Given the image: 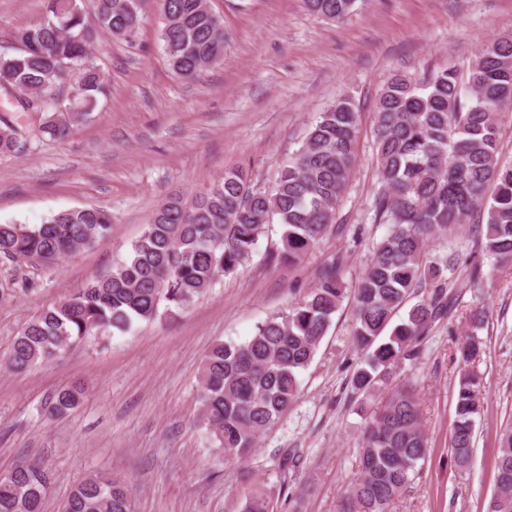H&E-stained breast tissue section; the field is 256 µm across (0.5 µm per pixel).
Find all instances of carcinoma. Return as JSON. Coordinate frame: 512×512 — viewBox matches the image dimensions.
<instances>
[{"label": "carcinoma", "instance_id": "1", "mask_svg": "<svg viewBox=\"0 0 512 512\" xmlns=\"http://www.w3.org/2000/svg\"><path fill=\"white\" fill-rule=\"evenodd\" d=\"M159 38L171 69L193 80L224 62V25L208 0H156ZM331 20H344L356 0H307ZM147 0H45L35 24L15 33L20 48L0 52V79L40 115V131L69 133L68 121L93 112L104 93L93 46L98 32L132 41ZM93 13L97 29L86 23ZM512 34L486 42L467 76L454 64L418 80L392 76L376 102L375 160L381 184L375 221L389 226L353 289L351 344L361 353L352 374L355 393L385 386L391 393L366 418L359 468L339 512H391L419 475L428 455L423 412L414 385L397 375L423 351L433 329L451 319L460 296L448 272L467 265L450 251L429 258V242L468 227L473 245L512 265V165L500 163V129L512 114ZM360 113L341 97L312 124L299 150L281 166L275 185L259 190L240 167L224 171L189 204L164 202L128 257L76 292L43 309L16 336L8 367L21 370L54 357L92 331H127L136 321L188 307L220 276L246 264L275 225L280 246L268 263L295 262L336 223V206L354 172ZM19 147L16 128L0 125V156ZM112 234V214L100 207L53 214L38 225L0 224V257L50 268ZM420 299L398 323L411 295ZM341 262L325 264L304 297L256 327L243 343H213L202 361L198 419L224 453L246 459L259 436L299 398L301 375L311 364L332 317L345 298ZM483 341L469 336L455 354L460 374L448 451L463 471L474 450L476 419L483 412L481 378L472 364ZM83 390L49 397L52 417L80 404ZM279 492L298 498L288 477L300 466L296 449L278 459ZM240 512H275L274 494L259 476L246 474ZM50 476L36 461L0 474V512H45ZM59 512H134L125 483L88 475L72 488ZM485 512H512V426L499 438L495 491Z\"/></svg>", "mask_w": 512, "mask_h": 512}]
</instances>
